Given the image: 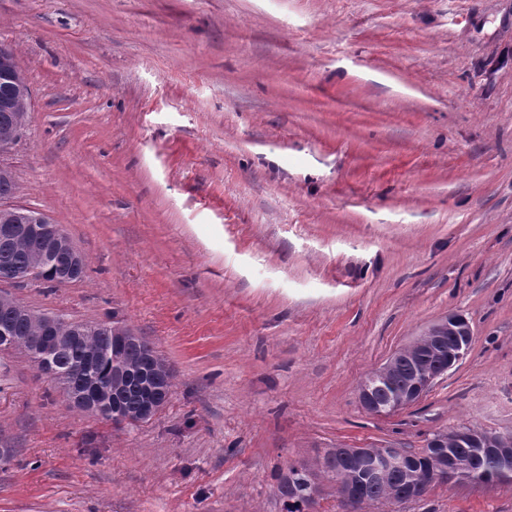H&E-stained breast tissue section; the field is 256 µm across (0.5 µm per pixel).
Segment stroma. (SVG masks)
<instances>
[{
	"label": "stroma",
	"instance_id": "stroma-1",
	"mask_svg": "<svg viewBox=\"0 0 512 512\" xmlns=\"http://www.w3.org/2000/svg\"><path fill=\"white\" fill-rule=\"evenodd\" d=\"M0 44L31 93L12 201L86 263L7 293L173 374L120 427L0 355V512H284L278 471L330 448L512 433V0H0ZM451 314L462 361L364 410ZM363 512H512V482ZM472 340L473 332L468 322L455 314L448 315V318L431 326L424 336L398 351L373 374L360 381L358 399L361 406L371 414L388 415L417 401L438 378L465 356ZM419 348L426 354L425 363L411 373L410 386L406 388L410 382V362L398 366L391 380L394 362L399 358L409 359L408 356ZM390 382L391 385L386 387ZM384 388L386 390H380ZM397 389L404 390L395 392ZM393 394V398L384 403L378 402L376 398L384 401Z\"/></svg>",
	"mask_w": 512,
	"mask_h": 512
}]
</instances>
